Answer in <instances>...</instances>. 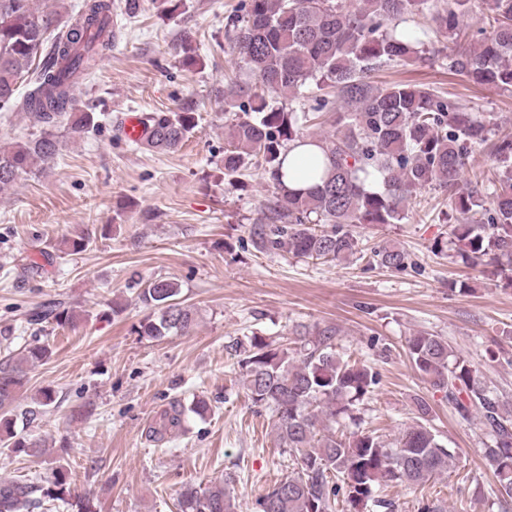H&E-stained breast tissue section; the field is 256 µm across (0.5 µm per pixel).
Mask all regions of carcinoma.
<instances>
[{
  "instance_id": "carcinoma-1",
  "label": "carcinoma",
  "mask_w": 512,
  "mask_h": 512,
  "mask_svg": "<svg viewBox=\"0 0 512 512\" xmlns=\"http://www.w3.org/2000/svg\"><path fill=\"white\" fill-rule=\"evenodd\" d=\"M0 0V110L26 112L40 133L26 142L0 146V191L21 174L37 175L61 149L57 128L80 137L98 128L95 112L75 111L74 90L99 59L112 50V16L133 18L139 0H83L63 20L64 0ZM472 0H245L244 14L230 18L231 45L254 77L253 85L224 87V111L233 114L224 148V175L261 163L274 196L259 212L249 235L260 253L286 252L298 258L347 260L361 252L353 224H397L407 216L413 193L432 188L448 193L455 216L456 257L481 265L512 286V130H495L472 112H462L444 95L418 84L377 85L375 72L419 58L421 34L399 24L428 17L435 31L464 37L448 56V70L470 82L512 92V0H483L486 24L467 29ZM27 81L17 94L19 80ZM275 97L311 101L302 112L272 104ZM324 118L330 130L315 139L307 123ZM142 145L159 151L178 149L196 128L194 113L154 112L144 116ZM314 145L322 157L309 156L305 167L313 184L289 189L283 182L291 149ZM490 146V174L465 178L470 156ZM379 174L382 189H366ZM378 265L400 270L408 253L395 244L373 249ZM176 283L157 279L137 294L152 314L138 334L160 340L194 330L198 312L178 299ZM74 310L61 304L32 315L59 326L74 323ZM336 326L300 325L286 345L273 346L253 335L235 345L242 382L253 405L271 411L276 444L294 457L296 471L256 500L257 512H371L385 506L380 488L389 483L422 485L448 470L454 454L429 423V408L419 405L415 422L392 442L364 430L362 405L379 383L374 368L336 349ZM34 343L0 364V445L42 448L26 433L57 407L50 387L31 404L13 407L26 371L49 358ZM412 368L464 420L476 418L490 441L482 454L494 467L499 486L512 495V410L479 370L443 337L418 331L407 341ZM208 402L176 400L149 429L161 441L182 429L192 412L202 415ZM69 473L62 466L45 478L0 479V512H26L41 497L66 501ZM228 482L188 487L179 512H236Z\"/></svg>"
}]
</instances>
